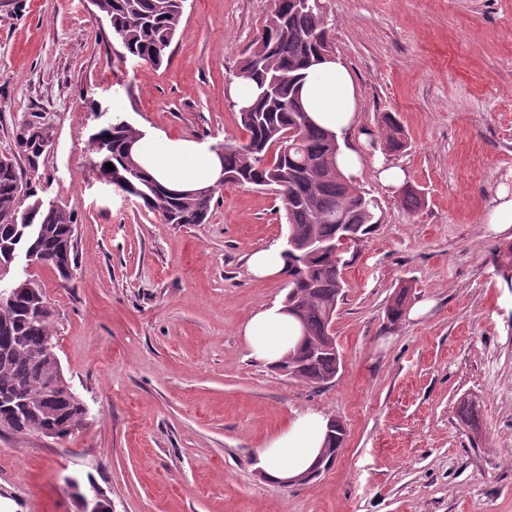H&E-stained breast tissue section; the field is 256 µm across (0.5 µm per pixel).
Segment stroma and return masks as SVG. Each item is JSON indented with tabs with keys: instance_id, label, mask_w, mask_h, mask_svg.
Here are the masks:
<instances>
[{
	"instance_id": "1",
	"label": "stroma",
	"mask_w": 512,
	"mask_h": 512,
	"mask_svg": "<svg viewBox=\"0 0 512 512\" xmlns=\"http://www.w3.org/2000/svg\"><path fill=\"white\" fill-rule=\"evenodd\" d=\"M351 70L369 152L421 192L406 210L373 169L358 185L378 223L343 271L334 318L342 368L316 388L252 360L242 330L281 303V277L248 254L282 245L275 192L217 189L203 224H164L100 180L93 134L122 99L127 119L172 138H243L228 86L272 0H185L169 60H119L90 0H0V156L31 115L52 129L37 198L76 213V277L18 254L10 276L40 284L55 352L87 421L71 436L0 433V512H78L71 480L94 478L112 512H512V288L486 233L512 188V0H322ZM419 318L390 324L399 287ZM471 401L476 419L458 411ZM343 423L329 469L267 483L259 450L294 414ZM386 144L390 151L398 152L406 148L405 130L399 119L391 112L382 117Z\"/></svg>"
}]
</instances>
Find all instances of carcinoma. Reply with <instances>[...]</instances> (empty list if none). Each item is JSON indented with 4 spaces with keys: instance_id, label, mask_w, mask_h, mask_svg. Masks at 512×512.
Segmentation results:
<instances>
[{
    "instance_id": "1",
    "label": "carcinoma",
    "mask_w": 512,
    "mask_h": 512,
    "mask_svg": "<svg viewBox=\"0 0 512 512\" xmlns=\"http://www.w3.org/2000/svg\"><path fill=\"white\" fill-rule=\"evenodd\" d=\"M184 2L103 0V6L123 55L160 66L179 29ZM301 2L273 0L238 65V72L262 89L249 107L238 110L245 139L219 143L215 149L224 154L227 182L271 187L284 202V306L305 339L278 368L291 379L320 387L333 382L341 368L337 345H329L327 336L344 295L342 271L348 263L342 255L333 257L327 247L344 240L349 248L367 239L377 224V203L342 176L335 164V138L314 125L300 104L302 71L322 60L323 51L332 46L331 26L321 4ZM382 123L388 149H405L399 119L388 112ZM140 136L124 115L113 117L109 147L102 150L98 140L91 139L92 163L101 169L112 163V173L120 178L118 187L138 198L162 223H205L214 196L176 194L149 177L127 153L128 144ZM31 197L21 169L8 159L0 160V264L24 250L68 282L78 266L72 233L77 216L63 205L43 210L24 204ZM16 287V301L0 305V402L13 405L19 397L25 400L16 433L50 429L62 440L84 425V414L77 402L50 390L57 377V365L47 353L54 340L53 315L33 307V295L43 292L42 287L30 279ZM408 304L409 288L401 287L387 306L388 321L398 323ZM344 436L343 427L328 422L321 469L331 466Z\"/></svg>"
}]
</instances>
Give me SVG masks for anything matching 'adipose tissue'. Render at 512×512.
<instances>
[{"label": "adipose tissue", "mask_w": 512, "mask_h": 512, "mask_svg": "<svg viewBox=\"0 0 512 512\" xmlns=\"http://www.w3.org/2000/svg\"><path fill=\"white\" fill-rule=\"evenodd\" d=\"M299 97L309 118L334 135L336 164L348 182L360 179L364 137L359 132V97L355 80L341 58L329 57L304 71ZM134 158L152 178L174 191L214 184L221 175V157L212 142L173 139L143 130ZM300 329L288 313L274 305L257 311L245 324L243 336L250 353L267 365H277L297 342ZM327 420L317 411L296 414L288 427L260 450L271 482L296 478L317 460L326 440Z\"/></svg>", "instance_id": "ef3b65f1"}]
</instances>
